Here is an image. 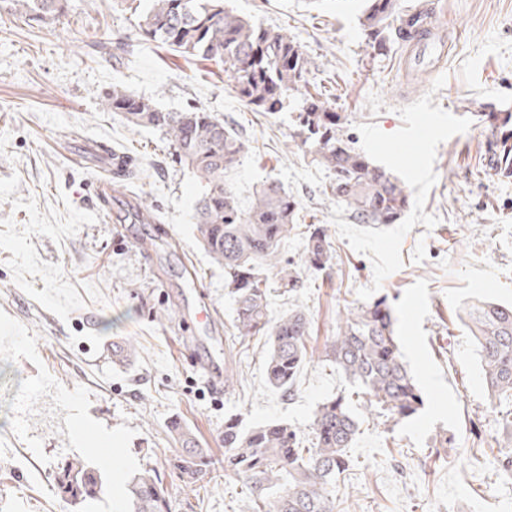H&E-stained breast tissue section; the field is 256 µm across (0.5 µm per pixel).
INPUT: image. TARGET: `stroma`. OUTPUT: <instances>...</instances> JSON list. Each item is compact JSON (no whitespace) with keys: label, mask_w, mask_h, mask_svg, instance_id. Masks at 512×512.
Returning a JSON list of instances; mask_svg holds the SVG:
<instances>
[{"label":"stroma","mask_w":512,"mask_h":512,"mask_svg":"<svg viewBox=\"0 0 512 512\" xmlns=\"http://www.w3.org/2000/svg\"><path fill=\"white\" fill-rule=\"evenodd\" d=\"M399 2L392 28L424 5L447 56L410 68L411 44L398 38L374 54L364 0H224L256 26L288 31L356 149L406 185L400 219L372 227L336 205L296 137L299 97L273 115L253 111L220 64L141 41L148 0H66L40 22L0 0V512H129L123 484L89 504L60 497L57 467L75 455L113 480L76 439L78 414L88 436L120 439L128 473L160 474L171 512H240L241 482L224 470L225 418L308 434L317 406L348 386L324 361L326 344L347 308L382 295L425 405L400 423L361 416L334 512H512V479L500 472L512 402L490 404L461 319L472 300L512 303V177L488 164L489 115L512 113V0ZM115 85L165 110L218 114L246 143L230 180L237 194L277 181L303 223L324 226L332 267H306L304 238L292 234L283 253L303 286L270 299L271 317L299 309L313 323L292 396L267 384L263 338L232 344L224 270L194 236L197 180L162 132L103 111ZM84 138L131 158L112 188L151 205L157 223L103 210ZM202 305L214 323L195 319ZM115 340L134 344L132 363L113 362ZM175 420L205 448L206 481L187 486L167 470L181 452Z\"/></svg>","instance_id":"stroma-1"}]
</instances>
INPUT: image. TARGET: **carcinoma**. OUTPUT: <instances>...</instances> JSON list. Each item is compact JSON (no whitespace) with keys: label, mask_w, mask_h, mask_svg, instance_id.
Masks as SVG:
<instances>
[{"label":"carcinoma","mask_w":512,"mask_h":512,"mask_svg":"<svg viewBox=\"0 0 512 512\" xmlns=\"http://www.w3.org/2000/svg\"><path fill=\"white\" fill-rule=\"evenodd\" d=\"M21 17L43 21L61 13V0H13ZM397 10V0H368L363 26L367 45L382 49L384 32ZM146 42H158L184 58L224 64V76L239 97L261 112H277L286 97L305 89L298 136L311 162L331 174V198L357 224H393L409 206L406 186L354 147L344 132L345 118L328 106L324 95L306 90L313 61L282 29H262L224 7V0H151L140 15ZM103 111L119 114L133 128L165 133L180 163L191 169L201 192L195 204L196 238L212 262L224 268V286L235 304L233 328L240 342L268 337L265 370L268 383L292 395L308 359L310 321L291 309L272 320L265 268L277 270L281 286L301 287L299 272L282 262V250L296 228L298 203L275 181L256 187L251 204L242 208L225 183L240 165L246 145L224 120L200 108L166 111L153 100L117 85L106 93ZM488 164L512 174V132L497 140ZM304 264L331 268L333 253L324 227L305 236ZM490 403L512 400V304L475 301L464 308ZM326 360L362 396L372 415L396 423L415 416L424 405L422 391L403 361L395 316L382 296L348 309L336 336L325 348ZM313 438L305 448L297 430L281 421L244 428L237 417L224 420V471L237 475L245 488L242 512H333L336 476L348 469L359 420L350 399L339 394L317 406L311 422ZM174 434L184 454L171 470L184 483L199 481L204 449L192 430ZM61 498L76 504L99 498L100 473L79 457L58 468ZM130 512H170L167 488L153 470L135 475L128 488Z\"/></svg>","instance_id":"carcinoma-1"}]
</instances>
